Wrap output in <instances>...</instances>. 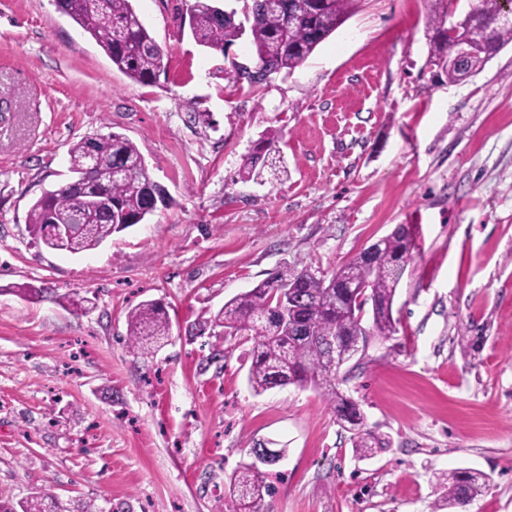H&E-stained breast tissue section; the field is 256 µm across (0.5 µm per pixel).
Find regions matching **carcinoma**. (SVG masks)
<instances>
[{
    "label": "carcinoma",
    "instance_id": "carcinoma-1",
    "mask_svg": "<svg viewBox=\"0 0 512 512\" xmlns=\"http://www.w3.org/2000/svg\"><path fill=\"white\" fill-rule=\"evenodd\" d=\"M429 62L456 82L465 70L448 57V25L454 39H479L483 33L474 15L490 17L497 0H469L463 14L448 22V0H432ZM359 0H288V9L265 11L250 21L252 53L272 74H291L358 8ZM57 9L87 32L131 80L150 84L157 80L164 51L151 36L132 0H56ZM214 0H193L187 5L189 28L201 46L224 51L243 34L234 17L219 16ZM493 52L512 43V24L491 28ZM272 142L263 141L250 152L239 175L263 178L273 169ZM73 177L44 192L30 208L28 227L33 239L51 249L82 253L99 246L114 233L145 222L163 190L149 176L138 147L127 137H86L69 150ZM69 220L81 225L69 239L57 243L48 226ZM415 247L410 227L401 224L392 234L371 245L373 253L357 257L333 271L317 276L307 269L285 270L263 280L226 303L211 320L224 336H249L253 340L247 381L256 394L276 386L311 387L334 403L341 427L352 434L353 447L367 457L389 447V442L366 429L357 404L336 392V362L329 339L346 352L371 336L388 338L396 333L393 302L397 286L412 259ZM170 322L164 305L145 301L127 313L128 347L147 356L164 344ZM486 473L460 469L445 475L443 502L449 508H465L488 485ZM274 494L262 472L252 463L240 465L231 475L230 512H264L265 497ZM0 512H62L58 499L44 492L14 507L0 502Z\"/></svg>",
    "mask_w": 512,
    "mask_h": 512
}]
</instances>
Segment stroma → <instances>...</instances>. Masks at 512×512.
<instances>
[{"mask_svg": "<svg viewBox=\"0 0 512 512\" xmlns=\"http://www.w3.org/2000/svg\"><path fill=\"white\" fill-rule=\"evenodd\" d=\"M189 2L133 0L165 53L143 85L55 0H0V502L47 489L71 512H226L230 475L270 442L286 451L264 469L270 512H433L459 468L491 477L465 512H512V44L451 82L426 65L429 0H362L292 74L251 86L194 42ZM112 132L165 204L79 254L37 243L27 214L69 179V146ZM264 138L279 181L240 179ZM401 224L417 253L397 331L336 376L390 442L361 459L313 388L255 394L251 340L208 322L281 268L331 274ZM145 300L171 321L148 358L125 342Z\"/></svg>", "mask_w": 512, "mask_h": 512, "instance_id": "stroma-1", "label": "stroma"}]
</instances>
